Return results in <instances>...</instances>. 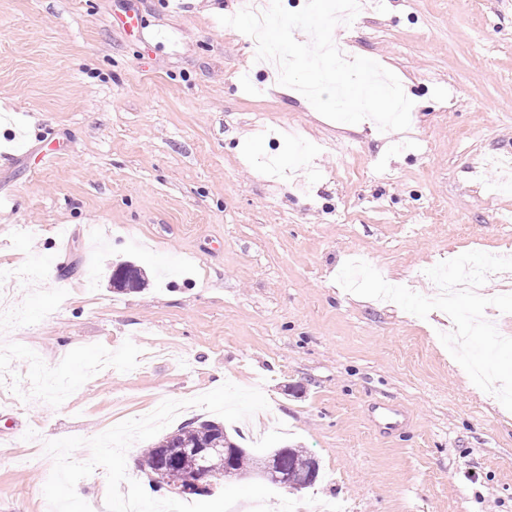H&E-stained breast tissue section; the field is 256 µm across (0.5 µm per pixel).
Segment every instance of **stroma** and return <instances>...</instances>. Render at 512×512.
<instances>
[{
	"label": "stroma",
	"instance_id": "35a3bbf8",
	"mask_svg": "<svg viewBox=\"0 0 512 512\" xmlns=\"http://www.w3.org/2000/svg\"><path fill=\"white\" fill-rule=\"evenodd\" d=\"M246 0H0V272L33 256L0 321V512H49L45 443L93 438L224 382L314 456L287 498L317 512H512V411L421 319L335 281L512 251V0H374L349 31L399 78L407 131L263 92ZM139 25L124 28L127 9ZM65 252L64 264L54 263ZM147 284L117 291L113 265ZM396 406L402 428L378 420Z\"/></svg>",
	"mask_w": 512,
	"mask_h": 512
}]
</instances>
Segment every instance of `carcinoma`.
I'll return each mask as SVG.
<instances>
[{
  "label": "carcinoma",
  "instance_id": "cac0c4a2",
  "mask_svg": "<svg viewBox=\"0 0 512 512\" xmlns=\"http://www.w3.org/2000/svg\"><path fill=\"white\" fill-rule=\"evenodd\" d=\"M219 442L204 461L209 481L219 484L224 478V447H237L229 440L224 425L210 420L190 423L176 432L162 438L156 446L148 448L142 455V461L167 471V476L180 478L184 464L175 457L179 448H191L199 444ZM273 453L280 457L282 466L288 472L301 478L306 475L312 456L299 448H276Z\"/></svg>",
  "mask_w": 512,
  "mask_h": 512
}]
</instances>
